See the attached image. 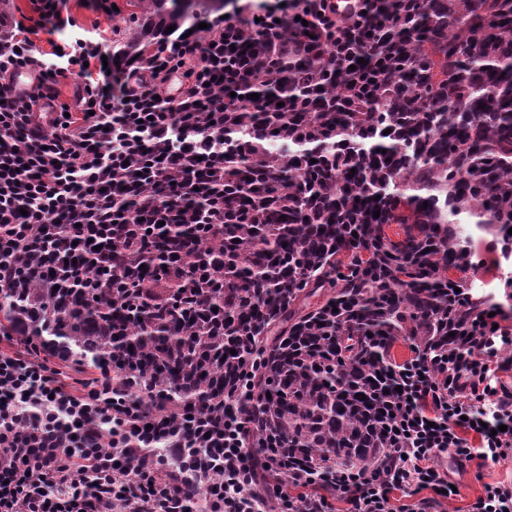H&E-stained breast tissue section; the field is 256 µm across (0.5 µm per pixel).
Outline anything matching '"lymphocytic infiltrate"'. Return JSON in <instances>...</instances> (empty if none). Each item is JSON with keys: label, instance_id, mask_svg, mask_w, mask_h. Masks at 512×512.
Listing matches in <instances>:
<instances>
[{"label": "lymphocytic infiltrate", "instance_id": "lymphocytic-infiltrate-1", "mask_svg": "<svg viewBox=\"0 0 512 512\" xmlns=\"http://www.w3.org/2000/svg\"><path fill=\"white\" fill-rule=\"evenodd\" d=\"M30 2L28 20L0 12V291L54 287L65 269L92 278L81 260L95 245L99 265L111 267L110 238L100 229L113 222V171L126 158L152 148L141 175L147 181L177 160V137L193 139V155L207 164H218L224 151L218 128L186 131L182 118L156 113L154 89L130 88L129 75L104 69L106 43L76 31L63 14L66 0ZM224 26L218 16L204 33L181 40L189 69L164 55L151 64L164 80L185 79L187 111L222 109ZM44 30L61 35L59 49L37 47ZM26 69L39 73L31 93L13 82ZM73 76L80 80L73 102L59 101V85ZM142 120L145 145L131 135ZM493 324L484 317L457 383L424 357L396 372L402 391L380 468L291 469L287 485L308 493L278 491L277 512H334L318 493L326 483L347 512H440L451 483L435 454L451 455L462 470L511 456L512 386L497 373L512 366V334ZM119 390L104 375L73 391L30 350L0 351V512H267L255 476L281 462L243 448V420L149 425L119 404ZM397 489L411 504L395 508Z\"/></svg>", "mask_w": 512, "mask_h": 512}]
</instances>
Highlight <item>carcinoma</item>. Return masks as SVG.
I'll list each match as a JSON object with an SVG mask.
<instances>
[{"label": "carcinoma", "mask_w": 512, "mask_h": 512, "mask_svg": "<svg viewBox=\"0 0 512 512\" xmlns=\"http://www.w3.org/2000/svg\"><path fill=\"white\" fill-rule=\"evenodd\" d=\"M152 2L112 45L136 77L197 0ZM223 106L221 169L197 191L175 164L114 192L112 274L48 289L31 338L127 385L144 415L234 411L246 449L373 470L398 400L394 343L441 357L479 335L487 299L468 282L481 261L462 225L512 252V0L237 12ZM28 306L25 290L0 291V326Z\"/></svg>", "instance_id": "obj_1"}]
</instances>
